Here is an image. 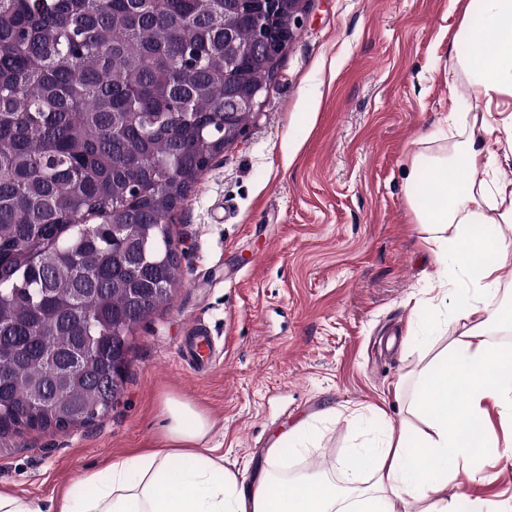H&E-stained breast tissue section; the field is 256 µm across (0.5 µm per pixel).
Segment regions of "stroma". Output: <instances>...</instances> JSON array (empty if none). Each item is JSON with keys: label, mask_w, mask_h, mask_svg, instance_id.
Masks as SVG:
<instances>
[{"label": "stroma", "mask_w": 512, "mask_h": 512, "mask_svg": "<svg viewBox=\"0 0 512 512\" xmlns=\"http://www.w3.org/2000/svg\"><path fill=\"white\" fill-rule=\"evenodd\" d=\"M459 0H309L242 141L202 172L176 211L171 302L130 340L122 392L65 431H0V489L35 501L153 447L169 401L209 419L204 447L250 482L273 440L307 429L288 473L342 482L353 448L405 415L396 381L457 335L430 306L444 271L407 204L405 169L450 115L474 111L454 71ZM208 337L199 375L186 343ZM461 493L512 499V457Z\"/></svg>", "instance_id": "stroma-1"}]
</instances>
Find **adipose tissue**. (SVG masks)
<instances>
[{
	"mask_svg": "<svg viewBox=\"0 0 512 512\" xmlns=\"http://www.w3.org/2000/svg\"><path fill=\"white\" fill-rule=\"evenodd\" d=\"M466 17H482V31L462 27L455 57L476 109L451 118L443 145L416 154L406 181L425 183L428 198L411 202L423 241L439 267L440 285L459 298L453 310L462 330L434 365L419 370L402 421L375 446L354 449L343 481L282 476L289 430L268 448L262 477L239 482L201 443L209 421L182 402L167 407L170 422L154 449L112 462L107 475L83 479L90 496L66 489L50 508L0 492V512H397L412 492L415 512H454L457 492L448 470L487 452L512 455V436L500 437L489 409L512 422V351L495 346L491 329L512 328L499 301L500 272L512 244L496 226L512 223V181L497 179L498 157H512V0H468ZM460 176L452 180L449 169Z\"/></svg>",
	"mask_w": 512,
	"mask_h": 512,
	"instance_id": "adipose-tissue-1",
	"label": "adipose tissue"
}]
</instances>
